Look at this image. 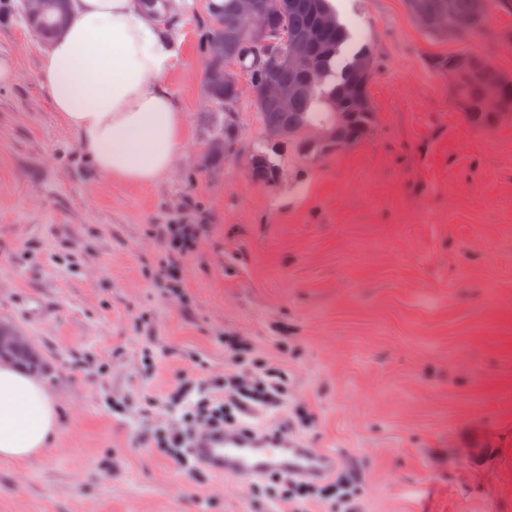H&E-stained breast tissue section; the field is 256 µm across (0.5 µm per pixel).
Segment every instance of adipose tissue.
Returning <instances> with one entry per match:
<instances>
[{
	"mask_svg": "<svg viewBox=\"0 0 512 512\" xmlns=\"http://www.w3.org/2000/svg\"><path fill=\"white\" fill-rule=\"evenodd\" d=\"M176 55L134 0H69L68 23L43 57L39 81L104 177L150 185L173 169L185 123L164 77ZM56 427L43 382L0 366V459L29 460Z\"/></svg>",
	"mask_w": 512,
	"mask_h": 512,
	"instance_id": "1",
	"label": "adipose tissue"
}]
</instances>
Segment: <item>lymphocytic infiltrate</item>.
<instances>
[{
    "instance_id": "1",
    "label": "lymphocytic infiltrate",
    "mask_w": 512,
    "mask_h": 512,
    "mask_svg": "<svg viewBox=\"0 0 512 512\" xmlns=\"http://www.w3.org/2000/svg\"><path fill=\"white\" fill-rule=\"evenodd\" d=\"M153 233L164 242L155 258L150 276L162 291L182 293V263L193 251L203 231L199 224H156ZM224 372L204 379L178 373L174 383L161 393L144 397L147 409L166 408L173 415L153 429L150 445L161 457L179 470L199 473L191 458L189 443L193 435L206 427L234 428L238 417L253 410L288 409V374L278 363L254 357L243 339H224ZM258 499L272 503L287 502L290 512H356L350 491H316L314 486L297 483L282 475L256 486Z\"/></svg>"
}]
</instances>
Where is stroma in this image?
Masks as SVG:
<instances>
[{
	"mask_svg": "<svg viewBox=\"0 0 512 512\" xmlns=\"http://www.w3.org/2000/svg\"><path fill=\"white\" fill-rule=\"evenodd\" d=\"M331 3L374 50L375 129L317 160L288 149L274 189L247 168L265 138L248 83L237 155L199 164L221 120L209 0L158 17L185 132L149 186L81 154L38 80L46 44L0 14V55L19 64L0 83V321L31 336L58 404L46 448L0 461V512H257L245 484L154 456L159 417L140 409L192 358L223 370L228 335L286 366L313 418L301 438L342 457L362 512H512V119L471 124L426 64L466 48L512 77V18L462 44L427 37L404 0ZM173 220L206 227L180 296L147 274L151 227Z\"/></svg>",
	"mask_w": 512,
	"mask_h": 512,
	"instance_id": "35a3bbf8",
	"label": "stroma"
}]
</instances>
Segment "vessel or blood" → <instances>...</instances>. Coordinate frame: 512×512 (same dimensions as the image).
<instances>
[{
    "label": "vessel or blood",
    "instance_id": "b4317fda",
    "mask_svg": "<svg viewBox=\"0 0 512 512\" xmlns=\"http://www.w3.org/2000/svg\"><path fill=\"white\" fill-rule=\"evenodd\" d=\"M192 453L216 476L241 481L276 471L303 482L320 483L342 463L336 452L307 447L290 433L256 435L204 430L196 436Z\"/></svg>",
    "mask_w": 512,
    "mask_h": 512
}]
</instances>
